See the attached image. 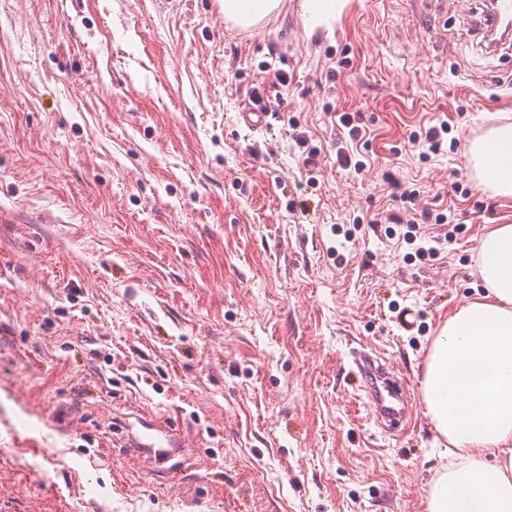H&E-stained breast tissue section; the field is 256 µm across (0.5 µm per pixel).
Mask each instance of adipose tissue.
<instances>
[{
	"label": "adipose tissue",
	"mask_w": 512,
	"mask_h": 512,
	"mask_svg": "<svg viewBox=\"0 0 512 512\" xmlns=\"http://www.w3.org/2000/svg\"><path fill=\"white\" fill-rule=\"evenodd\" d=\"M282 0H224V18L247 28ZM482 180L512 196V123L471 148ZM483 294L452 311L426 358L422 399L455 457L434 481L428 512H512V224L477 245Z\"/></svg>",
	"instance_id": "obj_1"
}]
</instances>
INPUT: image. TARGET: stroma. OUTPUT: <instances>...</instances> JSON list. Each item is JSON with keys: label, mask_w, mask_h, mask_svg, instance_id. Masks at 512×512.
I'll return each instance as SVG.
<instances>
[{"label": "stroma", "mask_w": 512, "mask_h": 512, "mask_svg": "<svg viewBox=\"0 0 512 512\" xmlns=\"http://www.w3.org/2000/svg\"><path fill=\"white\" fill-rule=\"evenodd\" d=\"M306 4L237 28L221 0H0V512H428L451 458L422 368L512 224L468 154L512 123V49L484 0ZM389 169L453 241L389 225ZM358 349L407 382L406 430ZM150 435L176 480L120 442ZM353 363L362 379V390L368 400L375 422L385 432L400 426L407 411L404 381L393 379L381 359L359 351Z\"/></svg>", "instance_id": "1"}]
</instances>
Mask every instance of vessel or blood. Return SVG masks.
Returning a JSON list of instances; mask_svg holds the SVG:
<instances>
[{"label": "vessel or blood", "instance_id": "b4317fda", "mask_svg": "<svg viewBox=\"0 0 512 512\" xmlns=\"http://www.w3.org/2000/svg\"><path fill=\"white\" fill-rule=\"evenodd\" d=\"M512 19V0H490V8L478 25L480 34H487L507 19ZM361 379L362 390L372 415L384 431H392L403 423L407 411L404 381L393 379L385 364L368 353H357L353 359Z\"/></svg>", "mask_w": 512, "mask_h": 512}]
</instances>
